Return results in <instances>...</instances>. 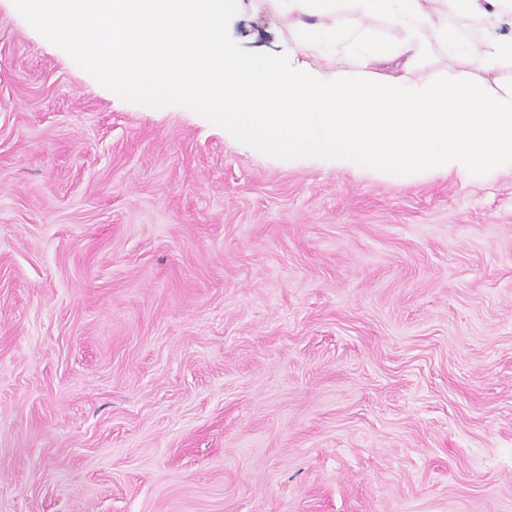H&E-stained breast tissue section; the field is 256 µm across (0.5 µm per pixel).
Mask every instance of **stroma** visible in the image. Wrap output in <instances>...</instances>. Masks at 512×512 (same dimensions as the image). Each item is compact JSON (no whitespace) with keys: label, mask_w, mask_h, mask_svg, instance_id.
Returning a JSON list of instances; mask_svg holds the SVG:
<instances>
[{"label":"stroma","mask_w":512,"mask_h":512,"mask_svg":"<svg viewBox=\"0 0 512 512\" xmlns=\"http://www.w3.org/2000/svg\"><path fill=\"white\" fill-rule=\"evenodd\" d=\"M344 22L406 36L266 0L229 33L396 71L300 50ZM427 49L416 78L512 81ZM0 512H512V166L269 156L122 98L0 0Z\"/></svg>","instance_id":"35a3bbf8"}]
</instances>
